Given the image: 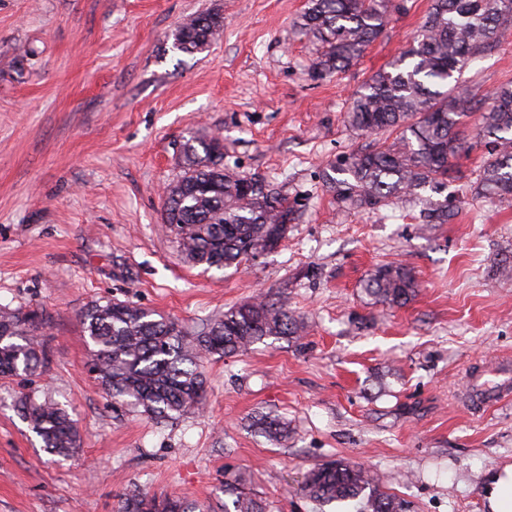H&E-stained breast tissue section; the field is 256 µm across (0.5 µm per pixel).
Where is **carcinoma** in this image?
Instances as JSON below:
<instances>
[{
  "label": "carcinoma",
  "instance_id": "1",
  "mask_svg": "<svg viewBox=\"0 0 512 512\" xmlns=\"http://www.w3.org/2000/svg\"><path fill=\"white\" fill-rule=\"evenodd\" d=\"M395 0H307L296 29L322 48L313 62L318 77L346 72L384 33ZM215 12L193 14L172 33V48L200 53L223 32ZM512 31V0H433L407 47L353 96L346 119L361 132H398L389 145L353 151L321 173L336 201L377 210L389 203L448 186L453 160L465 148L466 120L478 116L477 139L487 150L479 187L512 202V85L481 97L461 88L468 64ZM181 174L164 198V223L175 234L184 262L206 270L239 264L254 252L277 248L296 210L274 185L258 175L224 170V140L192 135L181 145ZM425 222L446 224L448 200H423ZM373 304L405 306L416 295L414 273L400 263L377 266L363 283ZM95 346L92 371L112 399L142 410L158 423L197 409L204 400L203 359L249 350L269 337L299 338L304 322L283 304L249 301L195 330L124 301L95 303L81 316ZM30 315L0 311V377L35 372L40 351L30 337ZM17 410L43 448L58 456L77 447L78 433L58 404L31 395ZM271 439L287 430L270 417L258 421ZM319 504L342 503L355 512H408L407 502L379 489L359 464L336 460L313 468L302 487ZM232 497L224 512H265L239 477L224 484ZM180 498L127 495L119 512H196Z\"/></svg>",
  "mask_w": 512,
  "mask_h": 512
}]
</instances>
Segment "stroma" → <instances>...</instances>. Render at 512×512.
I'll return each mask as SVG.
<instances>
[{"instance_id": "35a3bbf8", "label": "stroma", "mask_w": 512, "mask_h": 512, "mask_svg": "<svg viewBox=\"0 0 512 512\" xmlns=\"http://www.w3.org/2000/svg\"><path fill=\"white\" fill-rule=\"evenodd\" d=\"M307 0H0V308L37 315L43 362L0 379V512H117L140 489L224 512L244 474L267 512H316L302 486L333 460L366 467L410 512H485L488 471L512 465V400L471 409L466 375L512 358V203L479 192L484 147L448 179L455 218L426 224L417 199L377 210L336 202L318 173L377 138L345 121L349 98L423 23L401 0L344 74L318 79L295 32ZM215 10L205 51L171 48L186 16ZM487 94L512 83V33L464 73ZM191 134L221 135L224 166L294 202L275 251L225 270L184 263L163 191ZM399 262L418 291L370 304L363 282ZM263 296L306 323L204 359L206 397L168 424L115 404L90 370L81 316L126 301L198 327ZM27 393L72 414L80 446L47 453L16 408ZM288 424L275 443L253 426Z\"/></svg>"}]
</instances>
